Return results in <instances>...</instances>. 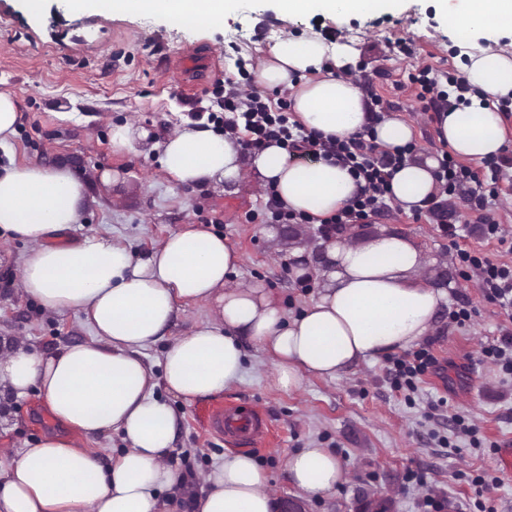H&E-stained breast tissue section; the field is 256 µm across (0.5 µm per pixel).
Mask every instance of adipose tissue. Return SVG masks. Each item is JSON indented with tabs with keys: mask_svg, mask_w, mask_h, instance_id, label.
I'll list each match as a JSON object with an SVG mask.
<instances>
[{
	"mask_svg": "<svg viewBox=\"0 0 512 512\" xmlns=\"http://www.w3.org/2000/svg\"><path fill=\"white\" fill-rule=\"evenodd\" d=\"M74 10L162 14L190 28L223 24L234 0H71ZM384 0H278L296 18L324 12L341 18L368 14ZM448 22L458 33L512 31V0H455ZM356 52L318 33L285 34L268 49L255 76L261 86L292 92L293 110L307 129L339 138L362 132L370 104L345 70ZM468 101L441 113L440 142L458 157L489 159L504 148L503 117L490 99L512 98V49L478 48L462 71ZM120 151L145 147L182 185L237 183L254 175L273 187L286 208L326 218L358 193L342 165L297 163L269 144L243 152L237 139L184 125L164 139L125 123L112 130ZM436 158L418 155L394 173L391 188L405 210L438 192ZM89 202L88 180L67 162H9L0 167V240L29 250L15 265L24 295L45 310L82 313L93 335L54 355L23 340L0 342V403L39 391L59 430L35 446L0 448V512H275L269 476L243 452L225 453L211 470L187 476L169 462L178 422L157 387L191 403L241 383L244 343L272 362L269 380L284 391L305 376L335 380L352 368L418 346L435 328L448 292L418 275L426 259L408 238L380 232L353 244L327 243L323 281L301 313L287 314L259 284L232 283L241 257L224 236L189 227L171 232L152 255L134 258L111 236L68 233ZM208 308L202 324L167 340L162 374L142 351L164 338L179 302ZM165 339V338H164ZM120 435L112 463L102 466L89 441ZM284 469L304 500L333 494L348 479L327 448L288 454Z\"/></svg>",
	"mask_w": 512,
	"mask_h": 512,
	"instance_id": "ef3b65f1",
	"label": "adipose tissue"
}]
</instances>
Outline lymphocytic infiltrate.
I'll return each mask as SVG.
<instances>
[{
  "instance_id": "obj_1",
  "label": "lymphocytic infiltrate",
  "mask_w": 512,
  "mask_h": 512,
  "mask_svg": "<svg viewBox=\"0 0 512 512\" xmlns=\"http://www.w3.org/2000/svg\"><path fill=\"white\" fill-rule=\"evenodd\" d=\"M220 107L224 116L218 119V126L239 134L245 150H258L274 141L292 156L334 158L348 167L356 180L362 181L360 194L346 208L324 218V225L364 224L387 208L391 200L390 181L394 171L405 161L406 149H386L369 132L342 140L323 139L319 133L291 121V101L283 98L271 100L270 96L254 87L225 94ZM438 163L437 179L445 196L429 199L427 213L436 215L440 221H447L445 198L449 195L459 197L472 208L481 210L482 236L497 241L502 252L511 254L512 237L484 213L488 200L479 173L446 153L441 154ZM459 257L464 270L478 275L483 297L512 317V265L492 262L482 252L467 249L460 250ZM390 364L393 384L399 389L416 388L426 374H438L444 370L443 364L427 348L394 357Z\"/></svg>"
}]
</instances>
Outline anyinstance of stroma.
<instances>
[{"label":"stroma","mask_w":512,"mask_h":512,"mask_svg":"<svg viewBox=\"0 0 512 512\" xmlns=\"http://www.w3.org/2000/svg\"><path fill=\"white\" fill-rule=\"evenodd\" d=\"M316 32L330 41L355 46L354 71L365 95L386 103V114L408 122L415 149L439 157L436 115L419 111L408 75L430 66L439 89L460 72L472 50L458 39L442 14L440 0H397L369 15L342 19L317 12L286 19L275 0H237L223 25L184 28L161 14L104 15L74 11L68 0H43L31 14L25 0H0V91L12 92L21 114L8 160L52 164L68 161L90 182L92 200L83 224L70 231L77 239L91 231L112 236L136 256L151 255L176 230L191 224L224 235L241 256L237 282L259 283L290 314L299 313L315 296L320 280H296V261L317 266L321 243L309 224L279 235L268 221L247 222L249 210L262 211L266 191L254 178L238 184H177L153 153L120 152L111 130L126 122L160 140L187 121L206 122L217 111L222 80L239 81L236 63L256 65L282 31ZM406 41L412 56L396 44ZM190 55L183 68L179 55ZM113 172L102 182V172ZM456 235L429 216L414 218L395 206L369 223L347 229L356 242L382 231L411 239L427 257V283L447 288L449 307L469 304L475 314L466 327L440 314L423 344L446 364L444 374L425 375L417 390H395L387 361L364 363L329 381L305 378L299 390L273 388L270 361L250 355L242 384L210 398L184 404L170 457L179 470H209L239 445L208 429L212 408L224 402L258 410L274 434L249 453L278 489L280 503L296 499L282 461L300 448L333 449L349 471L336 493L303 503L304 512H355L362 493L391 495L397 512H512V479L503 477L497 448L512 442V377L498 366L481 363V347L512 330V319L486 301L476 280L464 279L458 248L478 249L497 262L512 264V254L498 251L476 231V212L465 202L452 204ZM91 335L80 313L54 315L20 290L17 274L0 272V338H20L45 354L87 340ZM477 429L481 444L455 438L452 416ZM38 395L14 403L0 422V448L34 445L54 430ZM495 478L476 494L475 476Z\"/></svg>","instance_id":"obj_1"}]
</instances>
